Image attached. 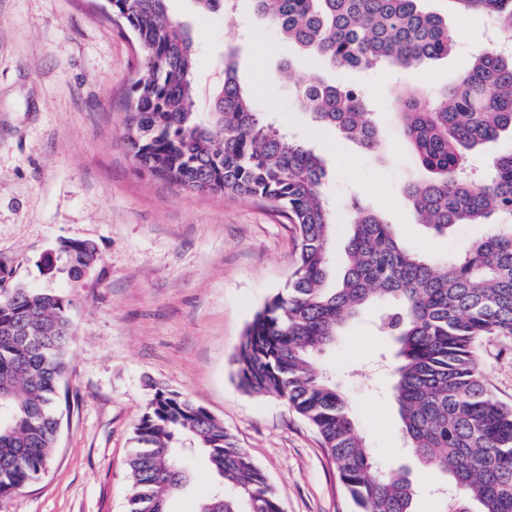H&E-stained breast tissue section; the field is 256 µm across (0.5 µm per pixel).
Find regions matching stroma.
Returning a JSON list of instances; mask_svg holds the SVG:
<instances>
[{
    "instance_id": "35a3bbf8",
    "label": "stroma",
    "mask_w": 512,
    "mask_h": 512,
    "mask_svg": "<svg viewBox=\"0 0 512 512\" xmlns=\"http://www.w3.org/2000/svg\"><path fill=\"white\" fill-rule=\"evenodd\" d=\"M448 18V57L405 72H342L283 43L255 17L251 0L231 16L197 12L170 0L197 48L195 110L208 119L225 56L260 107L326 163L324 191L337 222L333 279L344 273L348 197L355 194L395 225L405 244L445 259L480 239L482 224L433 234L414 221L401 191L426 171L394 114L404 91L437 95L470 64L487 38V19L423 0ZM296 78L360 85L372 104L379 146L368 151L335 133H312L292 91L276 78L283 62ZM143 54L106 0H0V260L12 283L51 288L72 301L74 346L64 386L57 444L47 472L8 499L0 512H126L134 428L154 387L179 391L223 423L274 487L282 512H357L317 431L273 394L247 393L235 357L255 313L284 288L297 237L277 208L201 194L137 171L123 144L132 82ZM61 239L89 240L100 261L84 279L57 258L43 275L41 257ZM380 306L348 321L319 357L334 375L357 426L382 467L411 469L415 512H440L434 486L445 477L416 466L403 443L387 391L383 360L390 337L375 327ZM487 387L512 403V339L483 340ZM170 512H195L214 479L203 456Z\"/></svg>"
}]
</instances>
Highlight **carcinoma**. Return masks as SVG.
<instances>
[{
    "label": "carcinoma",
    "mask_w": 512,
    "mask_h": 512,
    "mask_svg": "<svg viewBox=\"0 0 512 512\" xmlns=\"http://www.w3.org/2000/svg\"><path fill=\"white\" fill-rule=\"evenodd\" d=\"M168 2L112 0V15L132 31L145 59L125 119L127 151L156 179L268 203L297 234L288 284L245 330L239 386L278 396L316 428L358 512H414L409 474L380 470L348 403L316 363L350 319L386 302L378 329L392 337L397 358L389 393L412 456L448 477L443 512H512V406L490 393L478 360L485 338H512V151L483 172L469 164L512 133V55L491 44L438 96L398 98L403 133L428 173L403 186L417 223L436 235L485 224V235L449 261L432 260L354 197L345 275L330 288L334 228L323 159L257 110L228 59L208 122L197 121L194 40ZM452 2L496 18L501 37L512 41V0ZM252 7L285 42L349 71L415 69L454 48L447 20L421 0H252ZM296 100L315 126L376 146L373 113L358 86L315 77L297 88ZM56 255L71 272L90 271L99 260L93 243L61 239L41 261L45 273ZM8 278L0 264V500L50 464L73 344L71 300L22 284L2 287ZM135 440L128 512H169L196 453L218 479L196 512H280L249 452L180 392L155 388Z\"/></svg>",
    "instance_id": "obj_1"
}]
</instances>
